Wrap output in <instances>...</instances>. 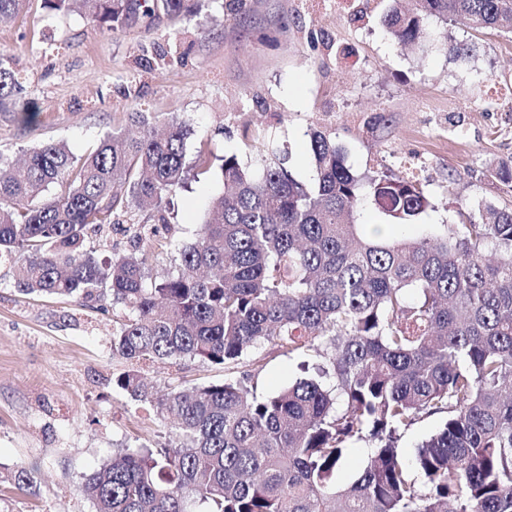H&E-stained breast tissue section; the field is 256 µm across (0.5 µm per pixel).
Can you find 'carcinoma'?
<instances>
[{
    "label": "carcinoma",
    "instance_id": "carcinoma-1",
    "mask_svg": "<svg viewBox=\"0 0 512 512\" xmlns=\"http://www.w3.org/2000/svg\"><path fill=\"white\" fill-rule=\"evenodd\" d=\"M72 1L109 27L188 2L52 0ZM429 17L512 32V0H388L381 23L405 46L426 37ZM19 85L0 59L1 109ZM134 122L139 136L114 129L79 158L63 142L30 149L22 166L0 158V260L13 262L17 290L122 306L112 349L127 369L113 384L174 417L172 443L119 450L86 479L95 512H191L192 501L208 512H512V208L483 204L478 220L461 208L462 223L440 235H374L364 213L411 224L431 206L423 186L356 175L344 148L314 131L310 185L286 152L257 174L224 154L212 218L157 280L142 251L100 259L88 247L140 202L153 205L151 224L123 232L139 242L170 228L191 124L173 115L159 135L148 113ZM488 168L512 183V157ZM265 343L313 360L315 375L257 394ZM153 362L227 377L156 398L140 372ZM431 417L443 426L410 468L401 435ZM357 440L371 452L339 484ZM0 481L28 487L32 469Z\"/></svg>",
    "mask_w": 512,
    "mask_h": 512
}]
</instances>
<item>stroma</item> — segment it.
Instances as JSON below:
<instances>
[{"label": "stroma", "instance_id": "obj_1", "mask_svg": "<svg viewBox=\"0 0 512 512\" xmlns=\"http://www.w3.org/2000/svg\"><path fill=\"white\" fill-rule=\"evenodd\" d=\"M227 2L112 30L76 8L27 0L0 19V52L22 83L0 111V156L14 162L49 141L80 156L128 128L130 113L176 114L194 128L187 156L234 152L256 172L273 143L306 183L315 130L335 138L359 174L417 162L432 206L400 226L407 237L456 222L461 207L512 206V183L486 172L512 156V33L432 17L429 37L400 50L380 22L384 0H243L234 12ZM460 41L472 44L469 55L452 52ZM221 189L219 168L189 178L169 214L174 238L192 241ZM122 316L78 295L22 294L12 266L0 264V464L36 469L33 488L0 483V512H94L80 487L104 458L168 443L169 418L113 387L124 368L112 350ZM264 354L259 391L298 377L296 361ZM141 372L159 393L224 377L198 362Z\"/></svg>", "mask_w": 512, "mask_h": 512}]
</instances>
